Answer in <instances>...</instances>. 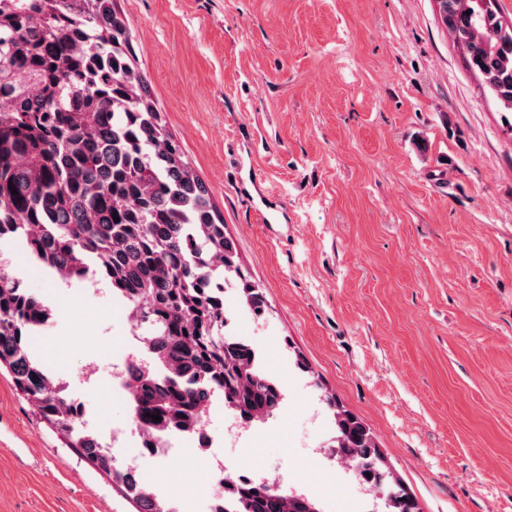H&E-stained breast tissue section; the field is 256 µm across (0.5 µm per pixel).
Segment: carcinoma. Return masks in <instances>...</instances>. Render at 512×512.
I'll list each match as a JSON object with an SVG mask.
<instances>
[{
	"mask_svg": "<svg viewBox=\"0 0 512 512\" xmlns=\"http://www.w3.org/2000/svg\"><path fill=\"white\" fill-rule=\"evenodd\" d=\"M442 8L466 67L512 112V32L498 35L499 10H482L479 0H443ZM16 237L54 272L104 276L135 309L149 360L133 366L130 401L143 429H195L214 391L247 426L275 417L283 394L256 349L230 333L224 282L235 281L257 317L266 297L241 270L209 189L168 131L115 0H0V242ZM42 311L41 297L0 264V370L68 447L114 479L135 512H168L133 492L119 460L78 432V410L36 356ZM326 401L336 456L373 487H389L383 512H420L370 429ZM224 495L223 512H321L309 496L264 480L227 481Z\"/></svg>",
	"mask_w": 512,
	"mask_h": 512,
	"instance_id": "carcinoma-1",
	"label": "carcinoma"
}]
</instances>
